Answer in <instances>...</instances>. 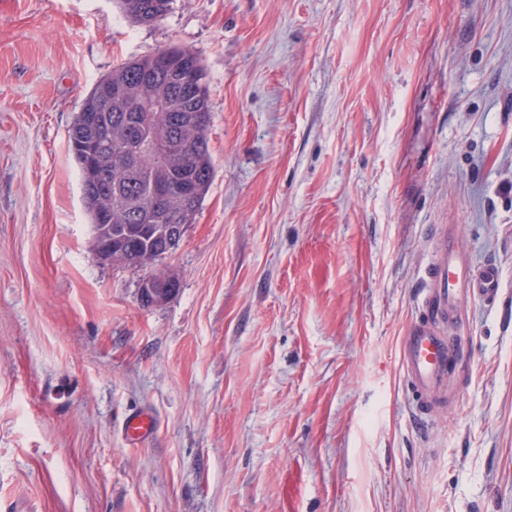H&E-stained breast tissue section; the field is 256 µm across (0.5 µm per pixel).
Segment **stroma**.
<instances>
[{"instance_id":"1","label":"stroma","mask_w":512,"mask_h":512,"mask_svg":"<svg viewBox=\"0 0 512 512\" xmlns=\"http://www.w3.org/2000/svg\"><path fill=\"white\" fill-rule=\"evenodd\" d=\"M200 55L215 177L146 305L101 263L68 130L121 61ZM446 406L400 339L438 226ZM154 419L132 446L130 414ZM0 512H512V0H0ZM114 2L131 22L152 24L169 14L174 0H114ZM456 228L441 225L435 260L426 273L421 298L425 316L412 322L400 341V366L416 409L428 415L448 399V379L463 357V349L442 324L460 326L459 303L467 296L492 301L499 288L495 266L476 268L455 247Z\"/></svg>"}]
</instances>
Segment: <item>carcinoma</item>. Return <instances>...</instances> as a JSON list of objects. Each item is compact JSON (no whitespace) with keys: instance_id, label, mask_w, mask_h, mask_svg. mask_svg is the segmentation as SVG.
Segmentation results:
<instances>
[{"instance_id":"cac0c4a2","label":"carcinoma","mask_w":512,"mask_h":512,"mask_svg":"<svg viewBox=\"0 0 512 512\" xmlns=\"http://www.w3.org/2000/svg\"><path fill=\"white\" fill-rule=\"evenodd\" d=\"M131 22L164 19L174 0H114ZM200 57L177 45L121 62L94 85L69 129L94 241L112 264L146 268L178 247L154 227L195 221L213 182L211 109Z\"/></svg>"}]
</instances>
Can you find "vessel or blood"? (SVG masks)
<instances>
[{"label": "vessel or blood", "instance_id": "1", "mask_svg": "<svg viewBox=\"0 0 512 512\" xmlns=\"http://www.w3.org/2000/svg\"><path fill=\"white\" fill-rule=\"evenodd\" d=\"M455 227L441 225L435 241V260L426 273L427 286L421 298L425 315L412 322L400 341V366L412 391L416 409L430 414L448 396V379L463 357V350L448 336L446 325L459 324V303L467 296L493 300L499 288L495 266L477 268L455 247ZM152 418L129 415L123 429L131 444L150 432Z\"/></svg>", "mask_w": 512, "mask_h": 512}]
</instances>
